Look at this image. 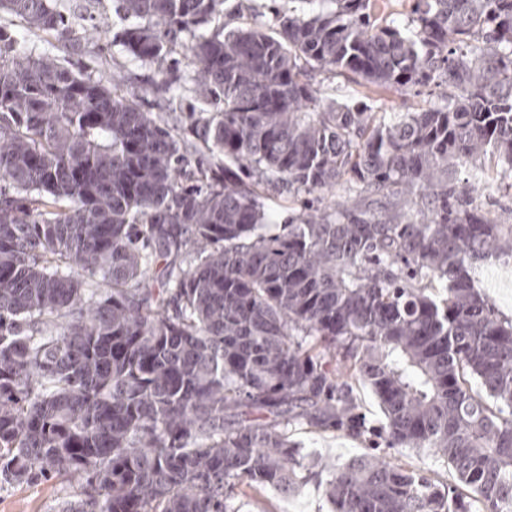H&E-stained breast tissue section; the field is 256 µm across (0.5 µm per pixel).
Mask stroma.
Returning <instances> with one entry per match:
<instances>
[{
  "instance_id": "1",
  "label": "stroma",
  "mask_w": 512,
  "mask_h": 512,
  "mask_svg": "<svg viewBox=\"0 0 512 512\" xmlns=\"http://www.w3.org/2000/svg\"><path fill=\"white\" fill-rule=\"evenodd\" d=\"M69 17L73 33L71 44L59 42L56 36L34 29H21L25 46L36 54L59 56L69 69L94 77L111 76L124 79L129 93L137 103L170 124H183L188 113L186 105L173 101L161 106L143 91L144 80L153 73L152 65L134 59L112 33L121 26L110 0H52ZM323 99L351 101L374 112H413L427 101L426 95L414 92L378 91L358 86L338 75L319 74L315 77ZM476 286L491 301L499 318L512 319V261L487 260L476 272ZM291 440L299 443L316 471L353 455L367 452L368 442L355 440L340 433H316L305 425L290 427ZM68 481L51 484L5 485L0 487V512H52L57 500L72 494ZM330 506L315 483H308L297 494L284 498L272 492L248 495L243 499L242 512H329Z\"/></svg>"
}]
</instances>
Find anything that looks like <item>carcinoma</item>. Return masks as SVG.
Returning <instances> with one entry per match:
<instances>
[{
  "label": "carcinoma",
  "instance_id": "1",
  "mask_svg": "<svg viewBox=\"0 0 512 512\" xmlns=\"http://www.w3.org/2000/svg\"><path fill=\"white\" fill-rule=\"evenodd\" d=\"M272 2V27L207 31L223 0H112L146 91L193 93L180 127L0 22V483L70 479L57 512H241L319 477L303 423L458 480L362 454L320 481L331 512H512V321L473 280L512 217L455 178L490 158L512 190V0H405L403 25L387 0ZM2 12L70 32L51 0ZM317 73L432 100L324 106ZM387 460L396 464L405 465L412 468H426L429 469L431 475L441 484H454L456 482V475L451 468L443 461L427 452L420 451L419 453L412 450H403L395 452L389 450L386 453Z\"/></svg>",
  "mask_w": 512,
  "mask_h": 512
}]
</instances>
